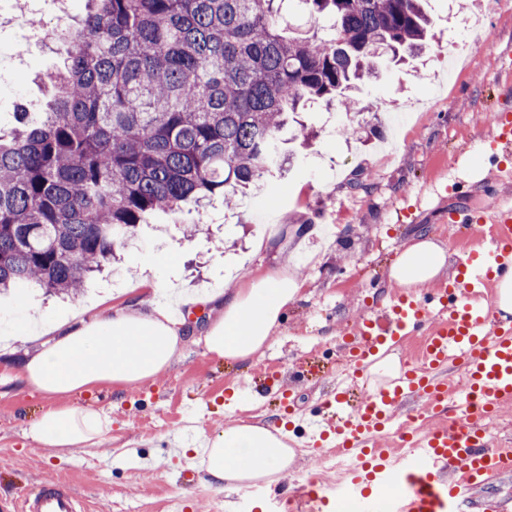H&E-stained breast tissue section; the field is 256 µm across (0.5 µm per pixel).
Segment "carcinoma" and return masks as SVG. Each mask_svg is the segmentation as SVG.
Listing matches in <instances>:
<instances>
[{
	"label": "carcinoma",
	"instance_id": "carcinoma-1",
	"mask_svg": "<svg viewBox=\"0 0 512 512\" xmlns=\"http://www.w3.org/2000/svg\"><path fill=\"white\" fill-rule=\"evenodd\" d=\"M58 34L51 111L0 134V291L73 296L146 216L189 211L270 173L313 104L355 106L375 63L420 55L423 0H84Z\"/></svg>",
	"mask_w": 512,
	"mask_h": 512
}]
</instances>
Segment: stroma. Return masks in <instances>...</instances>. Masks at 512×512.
Instances as JSON below:
<instances>
[{"mask_svg": "<svg viewBox=\"0 0 512 512\" xmlns=\"http://www.w3.org/2000/svg\"><path fill=\"white\" fill-rule=\"evenodd\" d=\"M425 8L435 38L423 54L406 66L381 65L361 88L365 119L376 128L366 142L339 132L340 125L355 124L357 114L311 106L306 120L319 133L316 142L289 145L285 170L239 196L236 207L226 208L218 197L189 215H154L118 250V263L78 296L33 288L0 294V312L23 301L57 321L105 298L119 306L124 288L156 273L147 264L152 255L167 259L158 272L164 282L190 292L278 266L304 281L273 343L252 361L227 362L197 345L207 320L197 311L185 346L163 375L121 394L99 384L69 397V404L111 419V431L95 446L60 452L27 438L28 422L55 400L22 380L23 348L0 350V512H11L13 499L53 480L69 484L90 512H241L237 493L214 490L200 474L182 480L186 459L174 454L172 436L214 435L243 422L247 407L256 409V423L280 425L267 365L284 382L291 368L306 364L288 399L294 417H301L334 386L343 328L383 313L399 294L388 271L402 243L433 238L456 262L459 240L448 222L457 204L455 181L472 183L467 205L477 215L496 209L500 194L512 195V182H497L512 150H498L495 163L486 160L494 119L512 106V13L486 15L481 0H425ZM83 10L78 2L64 15L57 0H0V11L47 28L74 25ZM465 19L473 31L488 34L486 46H471ZM62 64V42H31L21 58L13 31L0 32V129L14 127L19 105L45 108L50 75ZM186 224L197 225L195 236H184Z\"/></svg>", "mask_w": 512, "mask_h": 512, "instance_id": "35a3bbf8", "label": "stroma"}]
</instances>
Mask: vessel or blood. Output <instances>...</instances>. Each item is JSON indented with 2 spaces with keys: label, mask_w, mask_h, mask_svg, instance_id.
<instances>
[{
  "label": "vessel or blood",
  "mask_w": 512,
  "mask_h": 512,
  "mask_svg": "<svg viewBox=\"0 0 512 512\" xmlns=\"http://www.w3.org/2000/svg\"><path fill=\"white\" fill-rule=\"evenodd\" d=\"M450 223L482 241L461 272L418 298L404 294L389 307L386 325L372 317L352 331L346 353L347 386L337 388L336 411L306 430L312 447L329 440L352 456L339 477V492L358 500L364 512L370 489L396 481L410 489L393 512H455L459 496L512 474V447L496 442L484 421L512 406V326L499 321L491 305L478 302L480 289L512 276V198L484 219L461 210ZM420 336L419 367L352 401L351 387L370 376L380 346ZM456 361L459 372L447 371ZM432 419L427 433L408 431L402 413ZM337 494L316 480L297 489L262 488L264 503H287L290 512H334ZM13 512H86L67 486L46 482L12 504Z\"/></svg>",
  "instance_id": "obj_1"
}]
</instances>
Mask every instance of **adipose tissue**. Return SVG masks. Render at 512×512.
Returning a JSON list of instances; mask_svg holds the SVG:
<instances>
[{
	"mask_svg": "<svg viewBox=\"0 0 512 512\" xmlns=\"http://www.w3.org/2000/svg\"><path fill=\"white\" fill-rule=\"evenodd\" d=\"M445 266L444 248L418 238L402 245L389 278L414 291L440 276ZM301 288L297 277L280 269L243 287L205 294L143 279L127 304L84 308L63 322L21 305V322L6 338L24 346L22 377L43 394L64 397L104 383L125 388L169 369L183 344L186 313L216 303L223 311L199 338L206 353L231 362L252 360L270 346ZM111 425L93 408L66 405L45 411L30 423L27 435L53 448L88 447L99 443ZM183 450L198 458L207 481L222 492L246 481L275 485L295 457L282 429L258 424L227 425L205 438L202 447L187 444Z\"/></svg>",
	"mask_w": 512,
	"mask_h": 512,
	"instance_id": "ef3b65f1",
	"label": "adipose tissue"
}]
</instances>
